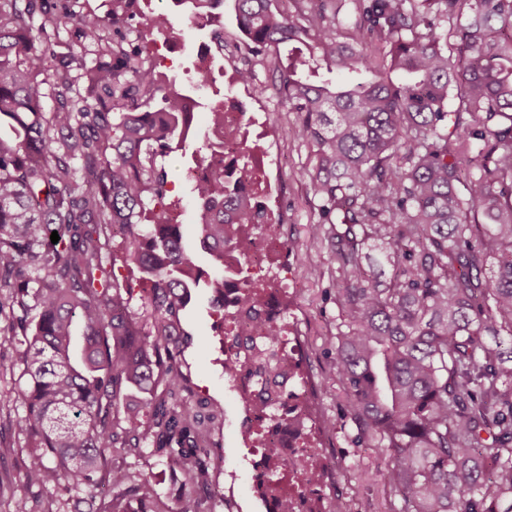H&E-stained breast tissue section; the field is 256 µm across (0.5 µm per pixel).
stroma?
Wrapping results in <instances>:
<instances>
[{"mask_svg":"<svg viewBox=\"0 0 512 512\" xmlns=\"http://www.w3.org/2000/svg\"><path fill=\"white\" fill-rule=\"evenodd\" d=\"M167 13L176 33L173 40L176 50L155 71L162 80L190 89L198 103V112H207L211 103L224 98V62L216 60L211 81L206 87H198L193 31L178 8H168ZM280 148L287 189L283 204L286 220L279 233L300 255L295 291L299 334L305 348L303 369L320 388L317 402L320 413L336 422L335 430L325 439L337 463L333 491L348 503L350 512H386L381 480L375 475L382 465L380 451L358 443L355 430L344 417L345 395L336 378L335 352L326 342L327 336L336 332L341 274L327 240L310 229L317 219L308 189L311 148L289 136L281 140ZM195 161L194 154L178 148L163 160L171 197L178 202L172 216L186 225L195 220L192 189L186 179V172ZM182 324L188 338L179 355L180 367L195 399L205 401L204 415L213 418L211 437L215 448L220 450L227 445L232 448L222 470L216 471L213 486L223 490L225 469L236 470L240 476L238 495L244 500L245 512H258L248 499V461L240 430L224 427L225 419L238 415L239 410L227 392L224 328L215 314L208 289L200 288L193 294ZM16 360L14 340L0 335V512H12L15 499L23 494L28 497L31 512H71L79 489L64 485L27 489L22 485L28 463V441L15 428L16 418L24 411L15 400L18 376L11 367Z\"/></svg>","mask_w":512,"mask_h":512,"instance_id":"obj_1","label":"stroma"}]
</instances>
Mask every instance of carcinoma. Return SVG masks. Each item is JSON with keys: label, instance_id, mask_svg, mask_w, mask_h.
Returning <instances> with one entry per match:
<instances>
[{"label": "carcinoma", "instance_id": "carcinoma-1", "mask_svg": "<svg viewBox=\"0 0 512 512\" xmlns=\"http://www.w3.org/2000/svg\"><path fill=\"white\" fill-rule=\"evenodd\" d=\"M111 2L106 17L0 0V289L35 310L7 328L25 377L24 483L75 485L87 512H234L212 489L221 458L177 362L203 273L158 160L188 141L194 100L129 40L138 0ZM178 2L193 26L214 0ZM234 2L247 52L299 115L289 134L314 149V232L342 272L326 343L345 417L384 453L388 512H512V0ZM68 24L92 63L55 50ZM223 150L204 138L214 177L192 189L220 308L224 245L239 275L250 249L224 221ZM373 252L392 267L384 287ZM241 312L264 335L234 336L225 370L274 411L299 379L260 294ZM144 455L178 478L169 502L113 464Z\"/></svg>", "mask_w": 512, "mask_h": 512}]
</instances>
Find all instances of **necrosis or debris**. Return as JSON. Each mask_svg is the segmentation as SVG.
I'll list each match as a JSON object with an SVG mask.
<instances>
[{
    "label": "necrosis or debris",
    "instance_id": "necrosis-or-debris-1",
    "mask_svg": "<svg viewBox=\"0 0 512 512\" xmlns=\"http://www.w3.org/2000/svg\"><path fill=\"white\" fill-rule=\"evenodd\" d=\"M227 62L224 107L220 111L224 136V185L275 222L279 219L281 170L275 126L268 117L266 104L251 102V84L242 79L235 53H228ZM246 149L253 156L252 169L247 174L241 169V155ZM285 250L284 241L273 231L252 240L253 283L264 292L269 322L277 330L282 356L287 359L289 369L294 370L299 366L301 355L289 316L291 302L288 289L295 280V274L287 263L277 260ZM230 384L243 404L246 419L251 420L263 435V444L250 447V486L256 491L265 512H330L331 502L325 489L334 477L336 464L320 441L322 425L305 427L301 424L313 402L309 392L287 399L280 408L281 421L275 424L269 422L261 407L253 404L252 392L243 378H231ZM274 448L288 457L304 458L308 463L309 476L289 482L287 490L275 489L267 478L268 471L277 465L270 454Z\"/></svg>",
    "mask_w": 512,
    "mask_h": 512
}]
</instances>
